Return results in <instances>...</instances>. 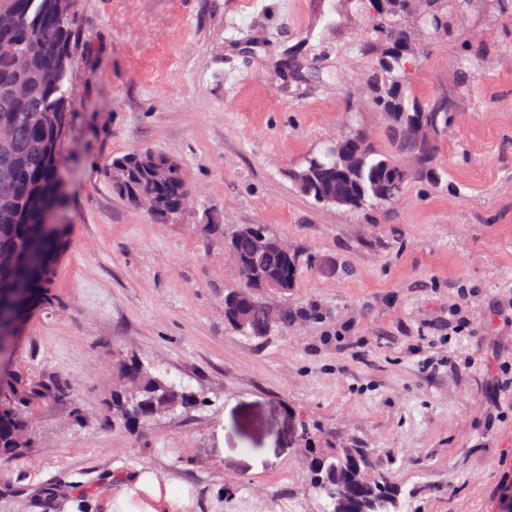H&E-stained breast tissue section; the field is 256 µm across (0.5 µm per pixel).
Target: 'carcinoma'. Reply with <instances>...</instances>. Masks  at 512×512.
Listing matches in <instances>:
<instances>
[{
    "instance_id": "carcinoma-1",
    "label": "carcinoma",
    "mask_w": 512,
    "mask_h": 512,
    "mask_svg": "<svg viewBox=\"0 0 512 512\" xmlns=\"http://www.w3.org/2000/svg\"><path fill=\"white\" fill-rule=\"evenodd\" d=\"M468 5L469 0H364L378 52L360 95L366 105L384 112L390 146L378 148L352 125L337 131L330 145L291 172L303 195L318 204L357 211L397 202L410 182L432 189L440 186L438 147L453 128L454 112L444 98L423 102L405 95V90L415 74L416 55L448 35L451 20L463 15ZM1 11L14 14L18 23L0 27V43L13 44L26 67L19 69L0 57V127L9 129V137L0 140V180L14 183L13 195L0 198V347L10 344L9 327L14 320L48 302L54 266L66 242V233L43 235L41 227L47 210H63L67 205V199L57 195L60 141L54 126L72 111L69 76L75 0H0ZM17 85L26 86L27 93L13 94ZM101 175L123 200L131 203L147 195L162 202L172 220L190 201L191 183L181 164L150 148L112 157ZM255 233L273 243L278 240L264 224L245 225L229 235L224 234L223 225H212V235L224 243V251L251 287L245 299L239 287L224 295V318L244 335L261 338L269 334L270 323L262 290L275 285L285 294L294 287L298 256L276 247L254 254L250 237ZM14 396L15 403L0 395V464L29 444V439L18 438V431L26 422L20 406L30 396L20 384ZM203 401L196 392L136 360H119L112 393L115 423L134 428ZM302 436L305 447L311 449V487L327 498L329 512H401L398 486L364 469L366 449L340 440L316 448L319 428L307 420ZM351 459L363 469L351 499L341 505L330 489L344 478Z\"/></svg>"
}]
</instances>
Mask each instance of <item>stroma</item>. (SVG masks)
<instances>
[{
	"label": "stroma",
	"mask_w": 512,
	"mask_h": 512,
	"mask_svg": "<svg viewBox=\"0 0 512 512\" xmlns=\"http://www.w3.org/2000/svg\"><path fill=\"white\" fill-rule=\"evenodd\" d=\"M472 0L420 54L409 95L444 97V186L395 205L316 204L290 178L353 124L371 34L357 0H77L73 114L61 145L67 245L48 303L0 355V389H45L32 443L0 468V512L109 501L153 471L183 512H323L301 422L368 449L403 512H505L512 486V17ZM148 147L192 186L161 224L100 170ZM268 225L299 258L265 338L224 319L237 285L208 223ZM469 299H462V290ZM461 307L467 329L451 315ZM205 406L131 430L112 421L118 356ZM455 370L423 369L426 356ZM61 392H53V385Z\"/></svg>",
	"instance_id": "stroma-1"
}]
</instances>
